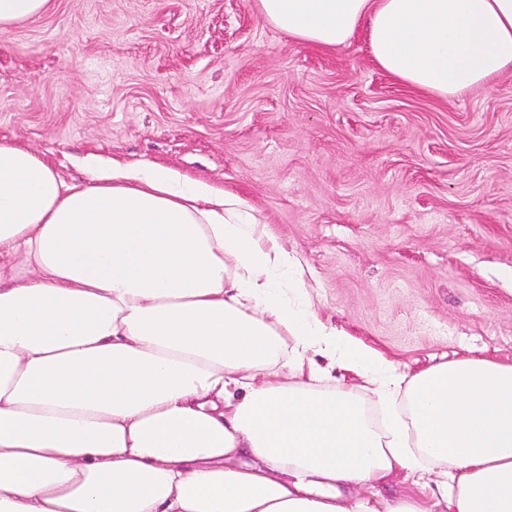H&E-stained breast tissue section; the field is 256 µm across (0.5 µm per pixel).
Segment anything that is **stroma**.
I'll return each mask as SVG.
<instances>
[{
	"instance_id": "obj_1",
	"label": "stroma",
	"mask_w": 512,
	"mask_h": 512,
	"mask_svg": "<svg viewBox=\"0 0 512 512\" xmlns=\"http://www.w3.org/2000/svg\"><path fill=\"white\" fill-rule=\"evenodd\" d=\"M0 140L242 196L318 318L400 368L512 363V69L444 99L365 32L318 50L256 0H52L0 28Z\"/></svg>"
}]
</instances>
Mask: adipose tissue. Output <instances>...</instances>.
Segmentation results:
<instances>
[{
  "mask_svg": "<svg viewBox=\"0 0 512 512\" xmlns=\"http://www.w3.org/2000/svg\"><path fill=\"white\" fill-rule=\"evenodd\" d=\"M442 98L512 67V0H256ZM248 201L0 142V512H512V364L417 373L309 311ZM327 365H320V358ZM338 369L378 394L381 429ZM433 502L377 493L399 472Z\"/></svg>",
  "mask_w": 512,
  "mask_h": 512,
  "instance_id": "adipose-tissue-1",
  "label": "adipose tissue"
}]
</instances>
